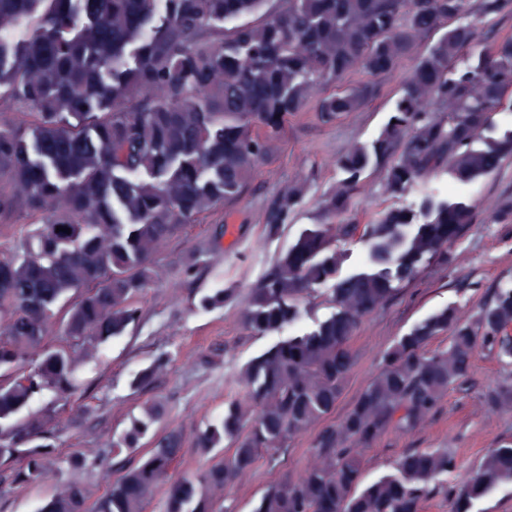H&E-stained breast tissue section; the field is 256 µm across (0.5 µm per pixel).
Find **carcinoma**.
<instances>
[{
	"instance_id": "cac0c4a2",
	"label": "carcinoma",
	"mask_w": 512,
	"mask_h": 512,
	"mask_svg": "<svg viewBox=\"0 0 512 512\" xmlns=\"http://www.w3.org/2000/svg\"><path fill=\"white\" fill-rule=\"evenodd\" d=\"M466 0H0V115L19 102L31 129L0 118V222L24 209L38 217L15 253L0 259V462L22 465L12 482L47 478L52 452L40 415H27L45 390L65 406L74 393L73 353H91L124 335L140 315L138 298L153 273L157 246L183 224L234 200L272 150L288 117L325 83L360 67L391 71L416 39L448 25L419 59L381 133L337 160L345 174L325 201L328 218L350 207L362 175L386 164L385 190L400 195L437 169L462 188L496 172L512 156V128L484 147L475 143L493 114L512 112V41L489 56L475 50L462 21ZM263 15L258 23L243 18ZM370 89L321 96L333 122L361 106ZM266 134L253 133V127ZM402 150H397L398 145ZM299 202L279 196L268 233ZM461 197L423 201L420 214L384 211L366 231L363 268L336 279L340 254L326 229H304L250 293L245 326L270 334L299 316L298 301L333 281L336 312L313 329L282 339L246 367L249 403L229 401L196 437L209 463L196 481L174 482L166 512H215L214 492L235 484L262 450L282 448L336 407L354 364L350 341L360 319L386 303L419 265L451 263L449 247L470 223ZM71 233L56 232V227ZM230 290L201 299L222 307ZM67 303L70 348L45 343L49 320ZM512 288L501 289L473 321L452 307L431 314L386 350L380 371L339 423L319 431L314 464L261 495L252 512H421L444 489L452 512L512 483V443L488 451L458 486L447 448L409 450L392 470L362 482L361 451L390 430L411 433L467 376L479 348L512 358ZM448 346L429 350L436 336ZM492 410L512 407V389L483 396ZM157 404L144 406L112 452L142 447L156 434ZM233 451L223 454L224 442ZM182 436L154 439L136 464L95 503L93 512H144L182 454ZM38 512H86V491L71 481Z\"/></svg>"
}]
</instances>
